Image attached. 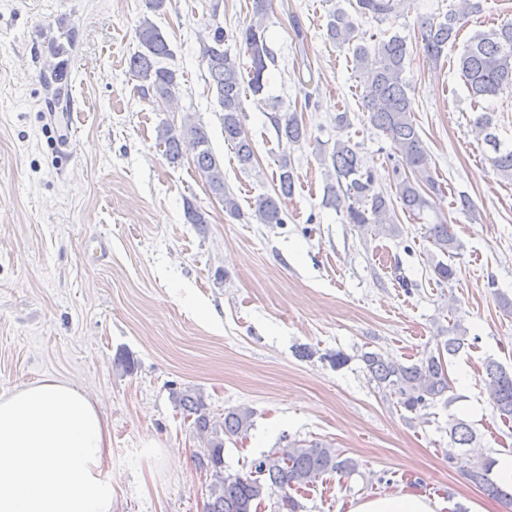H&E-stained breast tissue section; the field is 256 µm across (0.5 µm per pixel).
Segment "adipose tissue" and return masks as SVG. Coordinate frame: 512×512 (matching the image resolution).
I'll return each instance as SVG.
<instances>
[{
	"mask_svg": "<svg viewBox=\"0 0 512 512\" xmlns=\"http://www.w3.org/2000/svg\"><path fill=\"white\" fill-rule=\"evenodd\" d=\"M111 436L76 385L46 380L0 396V512H112L103 477ZM433 498L387 492L352 512H438Z\"/></svg>",
	"mask_w": 512,
	"mask_h": 512,
	"instance_id": "obj_1",
	"label": "adipose tissue"
}]
</instances>
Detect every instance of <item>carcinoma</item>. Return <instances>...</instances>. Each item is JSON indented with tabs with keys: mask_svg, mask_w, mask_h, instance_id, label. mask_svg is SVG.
Returning a JSON list of instances; mask_svg holds the SVG:
<instances>
[{
	"mask_svg": "<svg viewBox=\"0 0 512 512\" xmlns=\"http://www.w3.org/2000/svg\"><path fill=\"white\" fill-rule=\"evenodd\" d=\"M252 2L253 21L249 25L231 35L218 26L210 42L201 48L206 79L222 112L224 141L233 147L244 170L254 167L256 155L253 142L243 127V95L248 90L255 97L263 96L267 71L275 64L264 27L268 0ZM402 2L355 0L354 14L337 9L329 14L326 24L328 39L352 47V62L362 77V111L368 113L371 125L391 142L395 184L394 192L390 194L377 190L372 174L363 167L356 145L348 140H338L330 157L321 158L327 168L323 202L342 209L348 223L372 224L377 232L392 237L400 233L394 219V205L398 204L404 212L419 217L433 208L432 196L441 193L431 174L429 155L414 120L409 84L403 77L410 58L406 40L383 31L374 43L369 44L359 34L361 21H383L395 13ZM482 10V0H466L465 10L450 11L442 20L432 16L421 18L419 49L428 60L438 62L448 44L456 42L467 23V15ZM137 38L139 49L129 59V71L141 82L143 96L166 105L174 100L178 88L176 71L161 65L162 60L172 56L168 41L147 18L140 22ZM229 39L239 42L248 54L250 66L245 75L237 57L224 49ZM459 68L476 104L511 91L512 22L470 37L461 48ZM268 109L267 118L278 140L298 144L306 139V128L297 110L284 112L278 103L270 104ZM472 125L477 136L492 150L488 157L491 165L502 176L512 178V147H506L495 134L492 113H475ZM185 143L192 146L194 169L211 195L222 204L227 215L241 217L236 196L224 184L222 159L213 151L205 127L187 120L178 127L164 123L158 129L157 144L164 148L171 164H181ZM293 189V168L284 155L278 164V184L274 194L262 195L254 204V215L259 223H285L282 199L289 197ZM425 237L443 256L460 248L450 225L442 221L426 225ZM466 341L467 330L456 320L450 336L440 340L436 351L414 363L407 365L377 352L365 353L363 361L377 387L396 398L397 406L410 412L424 410L450 391L451 379L444 354H456ZM485 374L494 410L501 419L512 420V371L490 360L485 364ZM178 405L183 417L193 420L197 433L210 436L206 451L198 457L199 464L209 467L212 476L206 512H253L274 495L277 496L276 512H297L299 505L289 494L294 487L306 486L326 474H343L356 468L353 460L341 458L330 443L294 440L252 462L247 472H227L224 470V437L246 438L252 427V411L228 410L224 412L223 423L214 424L203 412L200 399L183 394ZM448 433L451 443L462 448L476 440L472 428L459 419L448 423ZM448 462L459 466L466 478L482 487L488 495L512 506V492L492 478V458L451 454Z\"/></svg>",
	"mask_w": 512,
	"mask_h": 512,
	"instance_id": "carcinoma-1",
	"label": "carcinoma"
}]
</instances>
